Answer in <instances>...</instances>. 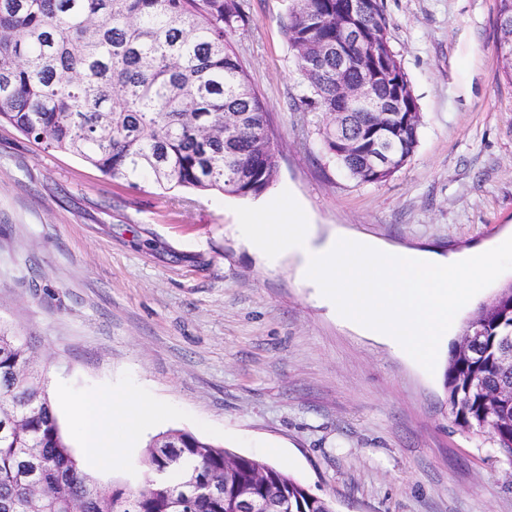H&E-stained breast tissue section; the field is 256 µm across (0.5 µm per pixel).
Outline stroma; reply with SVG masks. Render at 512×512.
<instances>
[{
  "mask_svg": "<svg viewBox=\"0 0 512 512\" xmlns=\"http://www.w3.org/2000/svg\"><path fill=\"white\" fill-rule=\"evenodd\" d=\"M232 36L267 107L277 178L257 198L115 179L0 123V323L30 342L61 430L66 404L138 391L164 415L149 436L192 432L280 467L335 512H512V462L464 433L444 387L479 304L457 313L433 371L343 321L298 273L250 251L239 207L290 192L312 243L461 258L512 237V83L495 53L496 0H383L417 98L419 144L388 181L360 184L327 158L282 23L292 0H244ZM144 447L91 468L101 485L147 478Z\"/></svg>",
  "mask_w": 512,
  "mask_h": 512,
  "instance_id": "obj_1",
  "label": "stroma"
}]
</instances>
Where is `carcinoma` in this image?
Wrapping results in <instances>:
<instances>
[{"instance_id": "1", "label": "carcinoma", "mask_w": 512, "mask_h": 512, "mask_svg": "<svg viewBox=\"0 0 512 512\" xmlns=\"http://www.w3.org/2000/svg\"><path fill=\"white\" fill-rule=\"evenodd\" d=\"M346 0H294L284 34L302 43L336 42V15ZM364 5L356 21L383 45L389 21L383 3ZM242 0H0V120L46 149L69 153L120 179H147L234 197H258L276 178L274 139L265 103L252 88L230 36L248 23ZM496 56L512 82V0H497ZM305 94L292 104L318 119L329 158L360 184H381L392 171L373 170L366 156L382 124L378 112L346 116L349 144L336 142V59L300 73ZM394 119L407 164L418 146L420 113L409 94ZM242 114L237 121L234 115ZM485 341L469 355L451 351L445 388L462 430L486 436L512 453L509 411L487 393L512 382L501 367V338L512 334V283L470 316L466 328ZM36 352L0 325V512H240L248 498L267 512H335L288 472L231 452L181 429L170 442L151 440L145 483L124 482L100 497L99 482L80 466L62 433ZM220 484L182 511L179 489L191 472Z\"/></svg>"}]
</instances>
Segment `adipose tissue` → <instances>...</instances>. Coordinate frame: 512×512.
<instances>
[{"instance_id": "1", "label": "adipose tissue", "mask_w": 512, "mask_h": 512, "mask_svg": "<svg viewBox=\"0 0 512 512\" xmlns=\"http://www.w3.org/2000/svg\"><path fill=\"white\" fill-rule=\"evenodd\" d=\"M71 412L82 431L84 455L100 466L122 458L158 417L157 408L132 391L122 395L98 392L73 401Z\"/></svg>"}]
</instances>
